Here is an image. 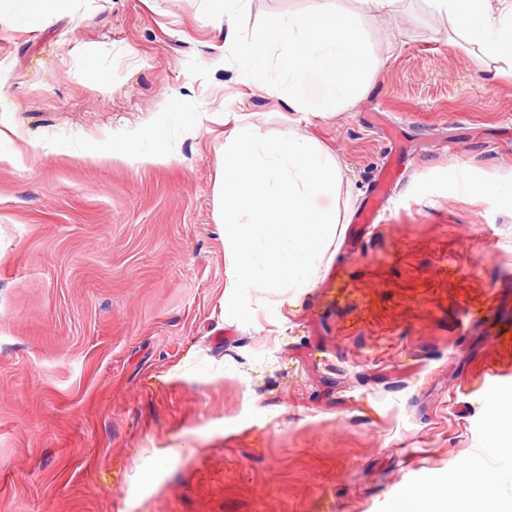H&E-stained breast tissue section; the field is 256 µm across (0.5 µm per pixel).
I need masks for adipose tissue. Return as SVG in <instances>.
Masks as SVG:
<instances>
[{
	"mask_svg": "<svg viewBox=\"0 0 512 512\" xmlns=\"http://www.w3.org/2000/svg\"><path fill=\"white\" fill-rule=\"evenodd\" d=\"M438 12L452 19L461 34L480 45L485 57L512 60V0H430ZM90 162L119 161L131 167L165 164L174 153L157 142H147L137 129L113 133L111 149L86 143L81 152Z\"/></svg>",
	"mask_w": 512,
	"mask_h": 512,
	"instance_id": "ef3b65f1",
	"label": "adipose tissue"
}]
</instances>
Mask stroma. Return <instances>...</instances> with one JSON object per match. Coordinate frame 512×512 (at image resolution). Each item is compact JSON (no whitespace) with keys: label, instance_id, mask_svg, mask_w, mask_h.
<instances>
[{"label":"stroma","instance_id":"35a3bbf8","mask_svg":"<svg viewBox=\"0 0 512 512\" xmlns=\"http://www.w3.org/2000/svg\"><path fill=\"white\" fill-rule=\"evenodd\" d=\"M341 4L379 66L332 114L229 63L207 0L0 12V512H393L470 472L512 502L488 408L512 396V212L456 187L512 182V68L487 79L428 0ZM156 123L177 160L79 155ZM243 126L337 158L353 217L401 162L341 278L251 290L249 324L224 309L214 197Z\"/></svg>","mask_w":512,"mask_h":512}]
</instances>
